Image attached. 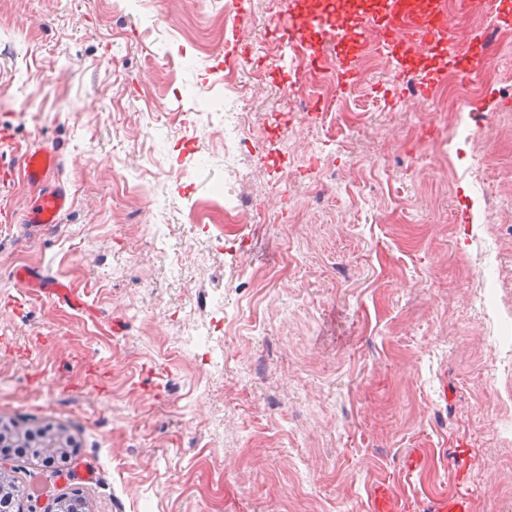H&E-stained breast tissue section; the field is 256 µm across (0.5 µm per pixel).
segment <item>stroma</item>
Segmentation results:
<instances>
[{"label":"stroma","mask_w":512,"mask_h":512,"mask_svg":"<svg viewBox=\"0 0 512 512\" xmlns=\"http://www.w3.org/2000/svg\"><path fill=\"white\" fill-rule=\"evenodd\" d=\"M224 2L173 17L169 0H0L31 24L0 25V167L55 148L47 184L72 200L55 224L0 223V419L66 428L99 471L61 483L67 464L6 457L21 512H364L383 479L429 512L460 475L472 512H512V424L485 404L512 377V110L493 108L512 99V44L500 80L451 96L447 146L406 140L432 105L393 96L392 57L359 62L332 123L297 139L304 108L277 104L294 0L246 2L244 103L224 91ZM148 66L174 72L164 96L139 81ZM243 109L265 162L240 157L233 177L224 115ZM279 184L287 239L225 225V203L262 206ZM22 267L81 307L23 294Z\"/></svg>","instance_id":"obj_1"}]
</instances>
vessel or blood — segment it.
Here are the masks:
<instances>
[{
    "label": "vessel or blood",
    "mask_w": 512,
    "mask_h": 512,
    "mask_svg": "<svg viewBox=\"0 0 512 512\" xmlns=\"http://www.w3.org/2000/svg\"><path fill=\"white\" fill-rule=\"evenodd\" d=\"M282 30L290 47L306 52V60L298 73L314 75L315 60L322 47L336 52V68L345 82L357 80L356 61L366 48L383 50L393 48L399 58L413 56L416 45L439 48L458 41V30L448 18V8L440 0H384L382 14L376 23L360 28L338 16L316 10L290 12L282 22ZM492 57L486 45H468L460 53V72L469 81H477L486 71ZM58 165V153L51 148L25 152L20 170L0 171V178L10 180L22 175L28 184L40 192L28 211L33 224L55 223L70 207V198L64 186L45 188L44 183ZM17 282L25 290L39 289L67 305H79L80 299L69 286L37 278L26 269L15 273ZM431 512H470L469 497L459 491L441 490L431 495ZM410 499L394 493L386 482L375 483L369 491L367 512H412Z\"/></svg>",
    "instance_id": "vessel-or-blood-1"
}]
</instances>
